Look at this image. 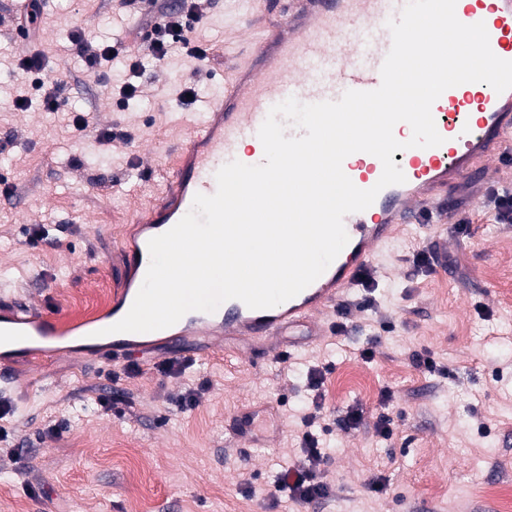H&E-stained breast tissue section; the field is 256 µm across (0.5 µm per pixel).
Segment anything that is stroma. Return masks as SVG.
<instances>
[{
	"instance_id": "stroma-1",
	"label": "stroma",
	"mask_w": 512,
	"mask_h": 512,
	"mask_svg": "<svg viewBox=\"0 0 512 512\" xmlns=\"http://www.w3.org/2000/svg\"><path fill=\"white\" fill-rule=\"evenodd\" d=\"M9 2L0 0V180L14 198L0 199V296L73 318L60 288L85 304L114 292L116 245L136 209L159 195L161 173L185 139L187 111L176 93L188 83L205 100L223 90L227 67L254 33L252 6L210 0L191 33L208 44L206 59L180 51L136 75L115 61L105 87L82 69L69 34L84 26L106 40L117 34L135 54L138 15L121 0H40L42 31L25 48L11 35ZM27 51L52 60L50 77H65L68 97L118 139L99 141L63 112L15 109L28 82L11 62ZM127 81L141 98L121 108L112 90ZM125 132L131 141H122ZM75 157L81 168H72ZM487 188L470 179L457 187L456 223L402 226L376 260L375 288L350 295L356 308L338 337L299 332L210 354L189 342L181 355L192 364L178 374L158 372L165 354L155 352L121 382L127 403L118 412L98 403L115 364L84 353L39 368L15 358L0 380L13 406L0 420L9 433L0 512L10 504L22 512H129L138 490L117 455L128 443L149 466V512H232L237 502L249 512H290L291 503L271 506L268 494L278 464L299 446L312 397L301 373L321 364L331 367L323 387L331 491L311 512H500V497L479 489L512 488V224L496 223ZM38 225L48 240L29 246ZM440 240L448 271L419 265ZM416 353L436 371L416 366ZM190 391L196 405L178 408ZM356 405L364 409L358 428H336ZM244 411L260 416L267 442L235 436ZM382 413L391 420L388 439L375 429ZM52 421L62 424L60 435L47 433ZM374 476L386 478L387 494L370 491Z\"/></svg>"
}]
</instances>
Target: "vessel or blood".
I'll use <instances>...</instances> for the list:
<instances>
[{"label":"vessel or blood","instance_id":"vessel-or-blood-1","mask_svg":"<svg viewBox=\"0 0 512 512\" xmlns=\"http://www.w3.org/2000/svg\"><path fill=\"white\" fill-rule=\"evenodd\" d=\"M406 0H254L261 33L236 61L221 95L209 99L203 118L193 119L178 149L161 195L139 210L140 240L122 241L118 253L121 288L102 321L112 326L129 310L150 262L149 239L172 228L192 207L196 194H213L217 170L231 160L248 165L251 150L270 108L287 98L304 104L336 101L348 90L370 91L381 84L380 69L391 47L386 26ZM455 13L465 24L484 23L492 51L512 61V0H456ZM361 30L354 40L349 28ZM442 145L394 152L406 181L384 188L364 211L349 214V242L330 266L294 298L270 309L253 310L232 299L215 312L195 311L174 325L147 333H116L100 344L96 356L121 361L168 347L191 336L271 340L286 329L308 325L322 334L323 319L345 302L359 274L405 224L452 221L453 186L484 171L493 159L512 155V89L496 92L484 83H465L444 91L432 106ZM343 170L361 189L379 180L381 161L368 153L348 156ZM77 325L35 305L0 303V335L9 334L29 363L38 367L50 356L49 343L76 333Z\"/></svg>","mask_w":512,"mask_h":512}]
</instances>
